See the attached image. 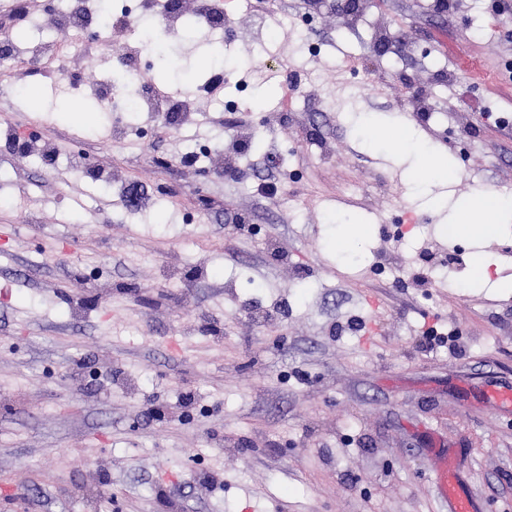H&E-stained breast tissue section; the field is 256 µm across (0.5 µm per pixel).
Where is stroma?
I'll list each match as a JSON object with an SVG mask.
<instances>
[{"instance_id":"stroma-1","label":"stroma","mask_w":512,"mask_h":512,"mask_svg":"<svg viewBox=\"0 0 512 512\" xmlns=\"http://www.w3.org/2000/svg\"><path fill=\"white\" fill-rule=\"evenodd\" d=\"M453 2L370 0L379 42L336 0H222L212 32L157 17L153 71L197 110L130 112L117 135L100 94L137 30L79 47L47 26L59 0H0L11 42L55 43L0 68V512H448L435 444L483 512H512V415L480 395L512 385V223L480 247L448 236L411 159L361 131L401 123L446 154L450 200L512 196V17ZM309 10L313 28L287 23ZM218 49L211 91L199 58ZM61 57L90 126L63 114ZM203 144L204 176L182 161ZM426 248L451 259L419 288ZM450 324L463 355L421 337Z\"/></svg>"}]
</instances>
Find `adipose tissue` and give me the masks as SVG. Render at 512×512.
Returning a JSON list of instances; mask_svg holds the SVG:
<instances>
[{
	"label": "adipose tissue",
	"instance_id": "adipose-tissue-1",
	"mask_svg": "<svg viewBox=\"0 0 512 512\" xmlns=\"http://www.w3.org/2000/svg\"><path fill=\"white\" fill-rule=\"evenodd\" d=\"M372 132L385 139L396 153L414 156L419 174L443 181L453 175L447 158L417 140L406 126H376ZM452 222L458 235L482 241L493 238L499 234L501 225L512 222V197L491 187L479 188L455 206Z\"/></svg>",
	"mask_w": 512,
	"mask_h": 512
}]
</instances>
